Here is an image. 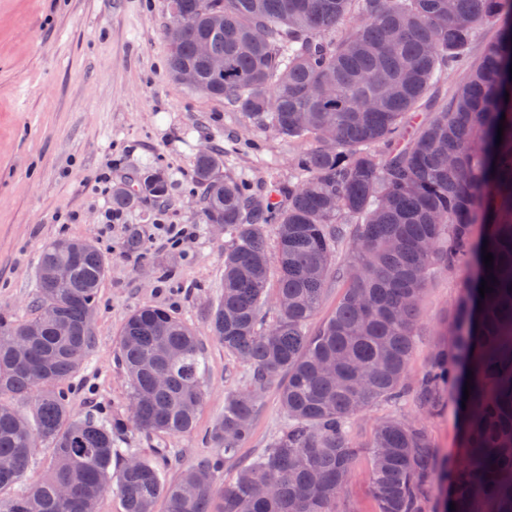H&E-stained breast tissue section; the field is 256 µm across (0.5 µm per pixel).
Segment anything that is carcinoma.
Returning a JSON list of instances; mask_svg holds the SVG:
<instances>
[{
	"instance_id": "1",
	"label": "carcinoma",
	"mask_w": 512,
	"mask_h": 512,
	"mask_svg": "<svg viewBox=\"0 0 512 512\" xmlns=\"http://www.w3.org/2000/svg\"><path fill=\"white\" fill-rule=\"evenodd\" d=\"M170 11L171 77L193 73V89L303 145L288 180L261 189L224 175L220 148L194 165L202 223L224 225L231 238L224 293L206 325L250 365L252 387L224 399L213 451L191 468L168 479L141 457L127 469V433L192 431L206 372L198 335L168 308L135 309L117 361L137 417L75 415L65 385L93 351L107 260L90 241L56 239L39 256L34 313L0 316V459L12 464L0 472V512H96L110 491L124 512H155L160 500L164 512H336L359 452L347 424L405 392L421 297L438 266L470 269L472 278L416 382V401L431 413L450 387L466 401L464 456L445 476L454 512H512V0H454L451 11L448 0H170ZM201 39L224 57V72L197 54ZM459 70L466 80L441 96ZM388 83L393 96L355 110ZM413 112L426 113L415 129ZM167 192L166 174L148 169L112 188V206ZM268 224L277 226L272 252ZM346 239L352 257L338 267ZM273 265L277 313L265 326ZM335 276L347 285L318 322ZM483 280L493 291L482 297ZM31 328L28 351L15 354L12 341ZM160 373L169 377L164 389L154 383ZM273 382L287 428L233 484L216 488L252 435L259 391ZM41 445L51 451L49 474L22 486ZM371 448L378 512H424L443 467L425 429L386 418Z\"/></svg>"
}]
</instances>
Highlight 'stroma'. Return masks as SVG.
Listing matches in <instances>:
<instances>
[{"instance_id":"obj_1","label":"stroma","mask_w":512,"mask_h":512,"mask_svg":"<svg viewBox=\"0 0 512 512\" xmlns=\"http://www.w3.org/2000/svg\"><path fill=\"white\" fill-rule=\"evenodd\" d=\"M168 0H0V313L26 318L36 294V265L51 241L98 242L108 273L98 292L96 344L69 384L76 414L127 412L128 379L116 360L127 316L144 304L179 314L199 333L207 362L195 430L163 439L129 434L131 451L152 458L167 445V476L211 452L206 435L224 399L250 386L246 362L225 353L205 327L224 284L222 231L201 224L194 163L203 148L224 149V172H247L255 184L287 180L296 145L262 131L224 103L174 81L168 71ZM150 168L171 182L167 197L116 210L112 189ZM168 224H190L192 237L173 247ZM142 247L129 249L130 235ZM470 274L439 267L424 292L408 381L426 369ZM401 417L422 425L441 460L463 455L458 393L444 392L436 411L422 412L413 393L381 401L350 420L358 453L337 512H377L370 483L376 424ZM278 384L257 402L250 440L226 463L217 483L231 485L286 429Z\"/></svg>"}]
</instances>
